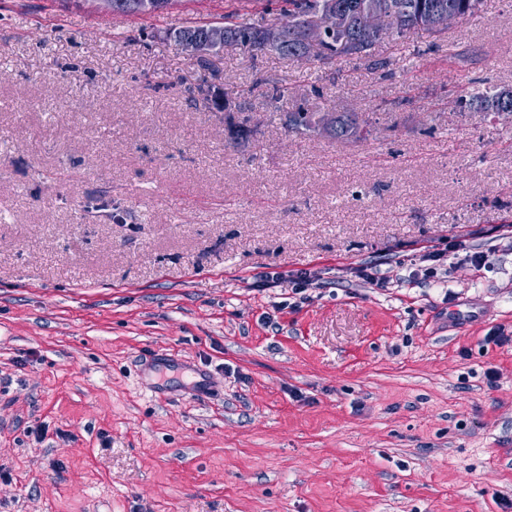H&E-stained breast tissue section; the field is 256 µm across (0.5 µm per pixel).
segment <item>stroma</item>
Instances as JSON below:
<instances>
[{
  "label": "stroma",
  "instance_id": "obj_1",
  "mask_svg": "<svg viewBox=\"0 0 512 512\" xmlns=\"http://www.w3.org/2000/svg\"><path fill=\"white\" fill-rule=\"evenodd\" d=\"M231 10L280 18L0 0V512H501L512 345L484 338L512 331V122L456 98L478 76L512 89V0L360 60L200 62L165 37ZM300 104L369 134L289 132ZM456 240L485 268L452 254L446 283L408 284ZM370 261L403 285L355 278ZM300 270L309 298L253 286Z\"/></svg>",
  "mask_w": 512,
  "mask_h": 512
}]
</instances>
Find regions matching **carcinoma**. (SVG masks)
I'll return each mask as SVG.
<instances>
[{"label":"carcinoma","instance_id":"obj_1","mask_svg":"<svg viewBox=\"0 0 512 512\" xmlns=\"http://www.w3.org/2000/svg\"><path fill=\"white\" fill-rule=\"evenodd\" d=\"M169 0H112L116 17H155L168 8ZM285 21L276 27L257 28L236 11L218 21L189 19L166 31V38L179 45L192 41L207 49L215 43L253 46L263 41L288 59L311 61L341 56L363 57L386 37H403L415 28L439 32L479 10L482 0H281ZM457 103L479 112L501 115L512 112V90L480 92L462 90ZM288 130L299 134L316 132L336 140L358 141L365 129L353 112H311L304 107L283 113Z\"/></svg>","mask_w":512,"mask_h":512}]
</instances>
